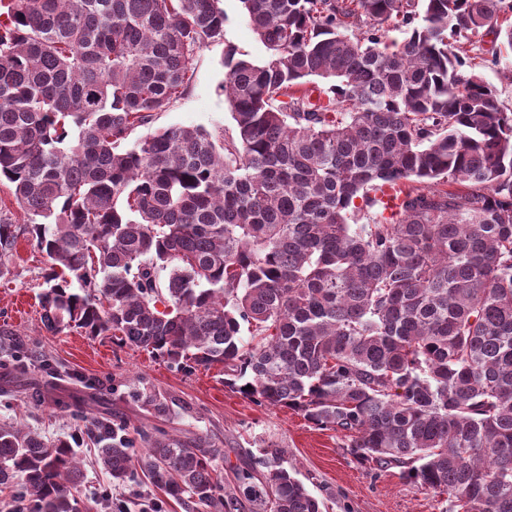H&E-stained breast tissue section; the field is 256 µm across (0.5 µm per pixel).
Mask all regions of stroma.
Returning <instances> with one entry per match:
<instances>
[{
    "mask_svg": "<svg viewBox=\"0 0 512 512\" xmlns=\"http://www.w3.org/2000/svg\"><path fill=\"white\" fill-rule=\"evenodd\" d=\"M221 5L226 15L223 40L204 42L197 49L185 94L157 113L151 124L138 127L135 137L174 125L199 127L217 138L233 129L232 110L221 91L227 77L225 53L232 48L256 61L265 49L240 0H222ZM14 273L12 281H0V325H8L27 346L34 364L24 375L0 368V421L18 420L46 437L71 443L84 465L80 512H102L96 497L110 477L97 466L93 445L78 439L79 423L67 405L81 400L92 413L120 412L135 424H147L150 416L114 397L115 391L142 382L176 399L178 414L166 422L167 430L207 435L220 449L225 481H232L237 468L271 445L284 450L289 465L328 512H445L443 496L402 479L397 470L354 461L340 433L316 427L300 411L258 404L226 387L221 369L176 370L107 336L72 329L46 332L38 299L45 287L43 258L27 240L17 244ZM40 358L61 364L65 375L52 377L39 370Z\"/></svg>",
    "mask_w": 512,
    "mask_h": 512,
    "instance_id": "obj_1",
    "label": "stroma"
}]
</instances>
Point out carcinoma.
Instances as JSON below:
<instances>
[{"mask_svg":"<svg viewBox=\"0 0 512 512\" xmlns=\"http://www.w3.org/2000/svg\"><path fill=\"white\" fill-rule=\"evenodd\" d=\"M220 2L0 0V180L23 216L0 199V280L26 238L46 256V331L220 365L445 512H512V112L474 40L512 47V4L240 0L266 53L226 54L232 132L121 148L224 38ZM5 356L26 369L24 347ZM128 399L162 421L176 406L148 386ZM71 416L112 487L161 492L150 512L325 508L275 452L226 485L202 434ZM80 478L68 441L0 424L9 512H78Z\"/></svg>","mask_w":512,"mask_h":512,"instance_id":"1","label":"carcinoma"}]
</instances>
